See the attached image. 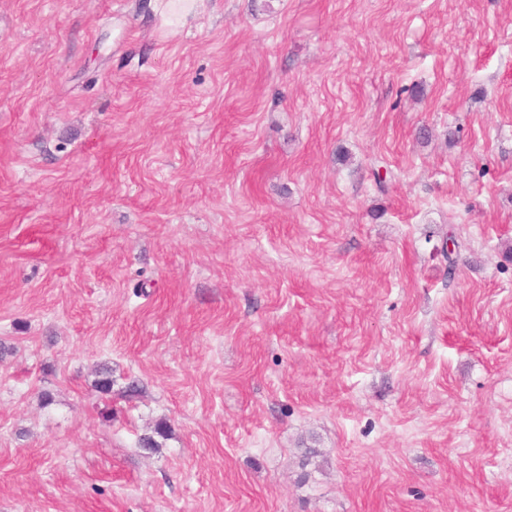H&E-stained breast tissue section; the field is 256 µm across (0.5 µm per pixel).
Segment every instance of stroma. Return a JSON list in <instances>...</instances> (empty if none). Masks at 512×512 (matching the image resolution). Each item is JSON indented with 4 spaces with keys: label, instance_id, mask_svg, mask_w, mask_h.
Returning <instances> with one entry per match:
<instances>
[{
    "label": "stroma",
    "instance_id": "35a3bbf8",
    "mask_svg": "<svg viewBox=\"0 0 512 512\" xmlns=\"http://www.w3.org/2000/svg\"><path fill=\"white\" fill-rule=\"evenodd\" d=\"M164 2L0 0V512H512V0Z\"/></svg>",
    "mask_w": 512,
    "mask_h": 512
}]
</instances>
